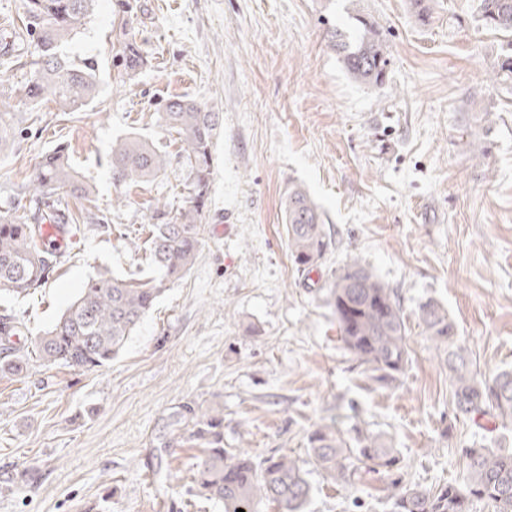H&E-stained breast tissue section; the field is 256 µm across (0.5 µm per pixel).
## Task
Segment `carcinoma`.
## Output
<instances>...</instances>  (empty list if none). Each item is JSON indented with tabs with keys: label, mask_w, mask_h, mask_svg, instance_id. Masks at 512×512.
Listing matches in <instances>:
<instances>
[{
	"label": "carcinoma",
	"mask_w": 512,
	"mask_h": 512,
	"mask_svg": "<svg viewBox=\"0 0 512 512\" xmlns=\"http://www.w3.org/2000/svg\"><path fill=\"white\" fill-rule=\"evenodd\" d=\"M94 0H26L27 14L38 27L39 56L35 70L19 89L20 98L32 107L45 96L59 108L74 111L88 105L98 92L93 61H76L66 52L85 25ZM351 27L328 30V40L346 73L362 84L381 88L387 79L385 37L367 17H353ZM476 21L484 28L512 34V0H480ZM144 66L138 49L130 44L123 58L125 75ZM494 74L512 81V41L502 50ZM159 119L178 135L191 179L189 205L172 215L158 205L152 215L150 253L163 271V279L151 287L134 286L104 271L89 279L60 319L35 342V354L48 365H64L91 371L119 355L141 320L153 309L164 282L178 279L194 265L203 238L201 214L209 199L214 131L218 113L181 97L162 105ZM165 154L148 142L128 137L112 146V178L139 182L156 177L167 167ZM30 218L0 213V293L23 294L41 286L57 255L50 247L38 248L47 226L61 230L76 221L73 214L45 201L62 190L89 199L93 188L83 183L60 147L47 154L34 179ZM288 249L298 269L310 273L324 258L330 238L317 204L301 188L288 190L285 202ZM327 304L336 319L344 348L374 374L376 381L392 385L408 363L407 326L398 295L375 271L356 257L346 259L327 288ZM424 333L447 351L448 379L459 413L480 423L486 417L512 421V371L493 377L473 367L467 348L459 343L457 325L448 310L434 299L418 306ZM20 333L16 319L0 317V371L21 374L28 354L14 341ZM173 424L190 427V437L205 448L196 466L194 489L220 502L224 512H262L274 503L281 512H305L312 487L298 460L287 455L261 461L245 450L224 448V413L179 406ZM347 439L336 423L324 424L308 437L312 463L331 479H345L347 460L360 461L391 472L400 463L391 440L378 433L356 430ZM464 476L460 483L422 489L391 481V512H471L475 501H486L494 512H512V449L480 445L463 452Z\"/></svg>",
	"instance_id": "cac0c4a2"
}]
</instances>
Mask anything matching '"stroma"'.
<instances>
[{
	"mask_svg": "<svg viewBox=\"0 0 512 512\" xmlns=\"http://www.w3.org/2000/svg\"><path fill=\"white\" fill-rule=\"evenodd\" d=\"M421 24L409 0H95L69 47L93 59L100 90L77 112L51 101L0 112V210L30 214L29 185L48 151L66 147L91 199L48 281L0 296L22 345L53 326L100 271L147 284L156 202L189 201L171 97L219 114L204 239L117 358L83 371L31 360L0 373V512H221L192 492L204 455L173 426L194 401L224 411V445L257 458H306L318 426L391 436L405 484L462 479V451L496 426L458 416L446 353L416 315L447 307L474 365L512 369V83L490 78L507 39L479 27L478 0H431ZM375 20L390 64L384 88L345 74L326 30L352 13ZM25 0H0V96L31 75L34 39L17 43ZM145 66L122 72L126 44ZM138 135L166 153L146 182L112 179V144ZM302 187L331 244L305 274L288 251L284 205ZM370 265L407 316L409 362L396 384L375 381L343 349L326 303L347 257ZM349 481L318 470L306 512H389L393 474L352 461Z\"/></svg>",
	"mask_w": 512,
	"mask_h": 512,
	"instance_id": "1",
	"label": "stroma"
}]
</instances>
